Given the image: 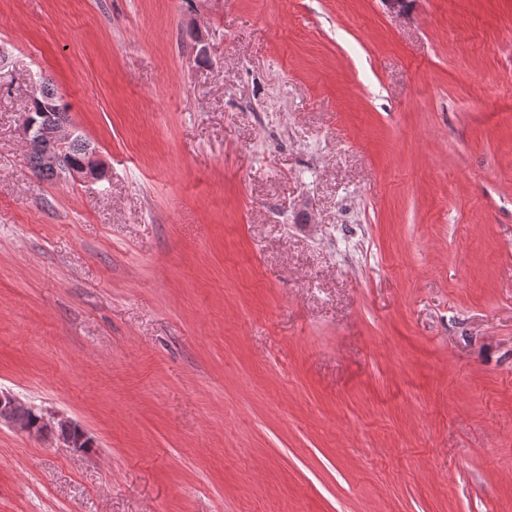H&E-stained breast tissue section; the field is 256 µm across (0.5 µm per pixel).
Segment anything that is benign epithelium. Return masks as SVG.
<instances>
[{"instance_id": "obj_1", "label": "benign epithelium", "mask_w": 512, "mask_h": 512, "mask_svg": "<svg viewBox=\"0 0 512 512\" xmlns=\"http://www.w3.org/2000/svg\"><path fill=\"white\" fill-rule=\"evenodd\" d=\"M45 123L24 122L22 131L29 154L38 158L41 166L50 171L64 170L75 182H86L100 178L102 166L96 158V150L85 144L87 161L80 166H69V149L81 140V136L69 129L68 123L56 122L52 113L45 112ZM9 428L39 441L51 442L60 448H69L77 453H86L95 447L94 441L67 414L38 409L18 395L0 389V426Z\"/></svg>"}]
</instances>
